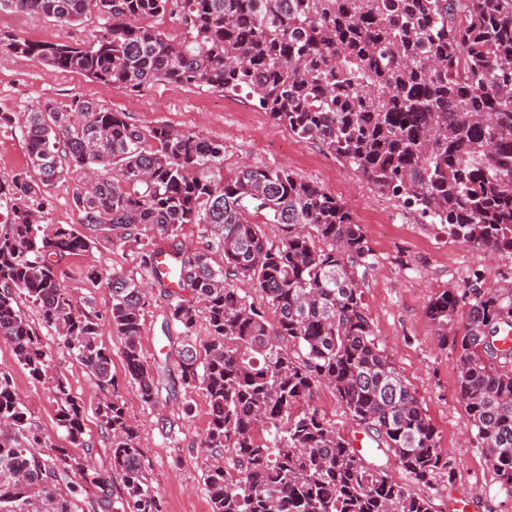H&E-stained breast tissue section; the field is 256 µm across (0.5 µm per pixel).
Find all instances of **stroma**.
Masks as SVG:
<instances>
[{
    "mask_svg": "<svg viewBox=\"0 0 512 512\" xmlns=\"http://www.w3.org/2000/svg\"><path fill=\"white\" fill-rule=\"evenodd\" d=\"M0 33L53 43L87 39L89 27L64 26L53 20L17 12H0ZM93 100L102 107L126 113L130 123L149 127L165 122L223 141L226 163L247 160L256 165H285L300 178L318 184L352 212L362 224L375 262L363 287V302L376 341L391 357L405 382L414 390L430 419L440 448L452 459L454 479L427 487L415 482L394 459L372 451L361 427L339 401L335 390L318 387L310 405L337 431L360 442L366 459L411 493L430 497L435 512H449L464 500L466 512H512V493L503 490L490 469L469 425L459 392L457 351L442 343L426 315L430 300L446 290L465 291L479 283L486 291L512 292V252L485 258L474 248L449 237L441 225L424 223L420 215L383 194L356 174L341 158L320 144L302 140L275 125L245 95H226L189 86L154 81L129 95L108 82L80 73L48 68L37 60L0 51V113L16 122L32 104L52 102L67 109L74 100ZM99 265L109 270L134 269L129 251L98 240L83 256L63 261L61 277L74 293L90 297L98 312L111 304L105 282L86 280L83 269ZM163 313L152 307L145 316L142 351L149 365L164 363L174 345L161 330ZM47 367L42 380L32 379L11 347L0 341V371L9 372L32 422L57 445H65L57 420L53 387L66 383L85 406L84 437L93 450L96 468L109 467L111 440L96 413L99 394L88 371L67 344L43 331ZM122 400L135 424L145 456L148 478L159 492L160 512H212L202 472L212 457L201 441L210 409L201 391L185 392L178 385L160 389L156 402H144L135 385L124 382ZM191 402V414L182 411Z\"/></svg>",
    "mask_w": 512,
    "mask_h": 512,
    "instance_id": "1",
    "label": "stroma"
}]
</instances>
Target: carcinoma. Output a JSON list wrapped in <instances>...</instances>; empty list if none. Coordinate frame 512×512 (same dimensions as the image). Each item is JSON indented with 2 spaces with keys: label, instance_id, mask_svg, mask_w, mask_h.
Returning a JSON list of instances; mask_svg holds the SVG:
<instances>
[{
  "label": "carcinoma",
  "instance_id": "1",
  "mask_svg": "<svg viewBox=\"0 0 512 512\" xmlns=\"http://www.w3.org/2000/svg\"><path fill=\"white\" fill-rule=\"evenodd\" d=\"M91 23L82 43L0 35V49L61 71L106 79L127 93L151 81L245 93L276 125L343 158L382 193L460 242L512 250V0H0V12ZM169 18L168 34L148 19ZM26 167L0 178V341L39 380L42 337L23 311L65 338L100 394L112 435L111 468L97 471L84 439V406L57 380L58 422L69 446L47 442L0 371V512H77L80 476L104 512H160L136 426L127 417L108 325L123 343L125 380L146 402L160 375L141 337L147 308L164 302L175 328L180 385L208 399L202 446L221 463L203 476L212 512H433L370 466L313 408L331 386L376 448L426 486L452 476L418 397L380 349L363 305L373 254L363 226L317 184L285 165L224 169V142L164 122L138 127L123 112L80 100L24 113ZM70 184L82 223L127 249L135 274L88 266L111 305L60 281L62 261L93 236L49 222L50 189ZM281 236L266 238L261 223ZM195 224L201 245L155 247ZM247 280L258 306L238 293ZM453 334L459 391L471 428L512 493V368L499 348L512 332V296L446 290L426 309ZM208 339L199 342V319ZM66 486L68 494L59 493Z\"/></svg>",
  "mask_w": 512,
  "mask_h": 512
}]
</instances>
